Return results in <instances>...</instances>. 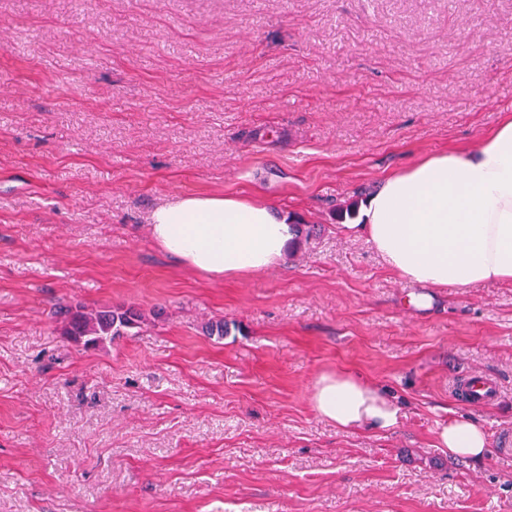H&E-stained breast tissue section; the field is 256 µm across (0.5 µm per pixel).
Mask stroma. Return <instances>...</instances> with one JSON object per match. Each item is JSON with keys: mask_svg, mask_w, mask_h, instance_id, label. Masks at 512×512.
<instances>
[{"mask_svg": "<svg viewBox=\"0 0 512 512\" xmlns=\"http://www.w3.org/2000/svg\"><path fill=\"white\" fill-rule=\"evenodd\" d=\"M508 116L512 0H0V512H512V287L403 282L338 214ZM191 193L300 219L288 261L178 264L149 216ZM79 305L142 321L87 350ZM336 370L398 425L318 416ZM459 401L468 405H485L492 403L499 396L497 382L482 373H472L464 382L458 393ZM439 443L448 453L458 458H479L489 448L486 433L473 421L454 419L439 431Z\"/></svg>", "mask_w": 512, "mask_h": 512, "instance_id": "1", "label": "stroma"}]
</instances>
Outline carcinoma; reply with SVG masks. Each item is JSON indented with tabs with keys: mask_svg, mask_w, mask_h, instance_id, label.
Masks as SVG:
<instances>
[{
	"mask_svg": "<svg viewBox=\"0 0 512 512\" xmlns=\"http://www.w3.org/2000/svg\"><path fill=\"white\" fill-rule=\"evenodd\" d=\"M140 315L131 310L87 309L79 307L69 312L63 322V333L87 349L98 348L119 336L139 322Z\"/></svg>",
	"mask_w": 512,
	"mask_h": 512,
	"instance_id": "cac0c4a2",
	"label": "carcinoma"
}]
</instances>
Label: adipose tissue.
<instances>
[{"instance_id": "ef3b65f1", "label": "adipose tissue", "mask_w": 512, "mask_h": 512, "mask_svg": "<svg viewBox=\"0 0 512 512\" xmlns=\"http://www.w3.org/2000/svg\"><path fill=\"white\" fill-rule=\"evenodd\" d=\"M402 280L442 288L512 284V117L477 146L431 153L385 177L366 200L359 226ZM154 243L182 266L215 281L284 264L297 228L272 202L193 194L155 208ZM311 404L341 429L386 431L400 407L385 390L345 371L323 373ZM441 447L458 458L482 457L486 433L456 419L440 430Z\"/></svg>"}]
</instances>
